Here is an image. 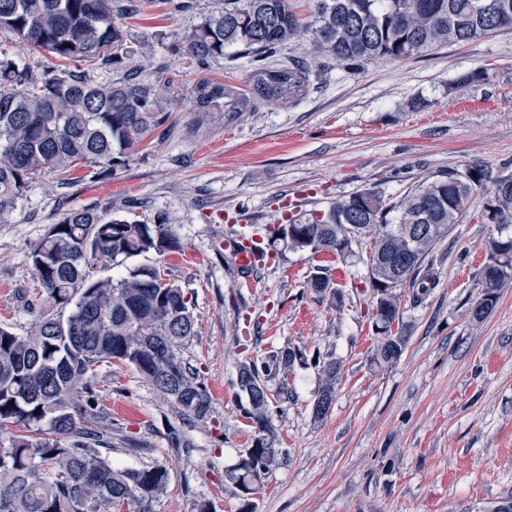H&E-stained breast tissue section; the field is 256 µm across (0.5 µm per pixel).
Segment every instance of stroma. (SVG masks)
Returning a JSON list of instances; mask_svg holds the SVG:
<instances>
[{"label":"stroma","instance_id":"35a3bbf8","mask_svg":"<svg viewBox=\"0 0 512 512\" xmlns=\"http://www.w3.org/2000/svg\"><path fill=\"white\" fill-rule=\"evenodd\" d=\"M220 5L193 0L181 12L169 0H138L125 23L147 47L142 64L181 94L169 121L116 175L93 179L80 169L30 183L0 224V324L30 323L24 297L36 286L26 255L62 213L106 207L118 219H167L183 249L146 262L190 301L196 334L181 354L211 395L212 419L192 429L194 447L171 448V411L152 387L118 361L98 370L102 408L137 444L114 449L112 459L170 471L154 512H197L202 502L238 512L237 490L224 481L225 467L251 445L237 369L287 346L307 360L269 382L281 455L255 498L257 512H487L512 495V286L474 318L495 231L478 208L438 242L434 288L418 299L401 289L407 343L382 367L372 361L369 240L356 246L361 263L332 275L336 304L309 288V255L283 253L246 279L227 270L218 250L230 231L252 236L283 223L300 193L310 211L373 185L396 199L471 164L512 172V32L406 61L378 59L355 73L329 65L293 104L229 121L217 112L192 130L185 94L195 83L247 80L246 59L202 67L172 48ZM474 71L482 80L464 83ZM326 354L340 361L341 378L318 421L314 359Z\"/></svg>","mask_w":512,"mask_h":512}]
</instances>
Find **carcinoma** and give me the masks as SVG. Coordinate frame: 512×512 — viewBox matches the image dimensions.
Wrapping results in <instances>:
<instances>
[{"label": "carcinoma", "instance_id": "carcinoma-1", "mask_svg": "<svg viewBox=\"0 0 512 512\" xmlns=\"http://www.w3.org/2000/svg\"><path fill=\"white\" fill-rule=\"evenodd\" d=\"M134 10V0H0V33L38 51L22 62L0 47V220L38 176L83 166L95 168V177L115 174L131 149L169 120L173 83L142 74L137 59L145 51L130 45L123 23ZM503 31H512V0H312L306 22L288 0H224V8L184 32L175 51L203 66L231 49L250 62L245 89L201 80L190 90L193 112L203 118L305 96L311 67L292 59L269 63L298 37L309 36L314 58L355 72L377 59L409 60ZM78 62L122 76L98 81L70 68ZM478 203L481 213L496 207L500 214L480 270L473 315L481 318L512 284V176L494 177L480 165L427 178L393 204L375 186L357 190L266 228L267 246L254 249L263 260L282 245L353 266V243L373 239L368 278L381 336L373 362L382 366L397 361L406 345L403 332L392 333L400 319L398 290L408 284L424 295L434 286L423 264ZM180 248L164 220L128 221L97 208L64 213L30 248L37 298L27 306L35 310L44 296L59 312L36 315L21 333L0 325V512H153L166 493V466L112 463V418L98 409L95 379L101 365L122 361L178 420L194 427L208 422L211 397L180 356L196 334L195 318L183 288L153 266L137 265L116 278L96 270L103 260L118 266ZM305 359L285 347L261 370L242 363L239 391ZM315 367L319 420L335 400L341 365L328 355L316 357ZM242 410L256 440L253 459L269 468L280 454L271 398L261 392ZM167 430L172 447H193L183 428L170 422ZM249 464L239 455L224 480L236 484Z\"/></svg>", "mask_w": 512, "mask_h": 512}]
</instances>
